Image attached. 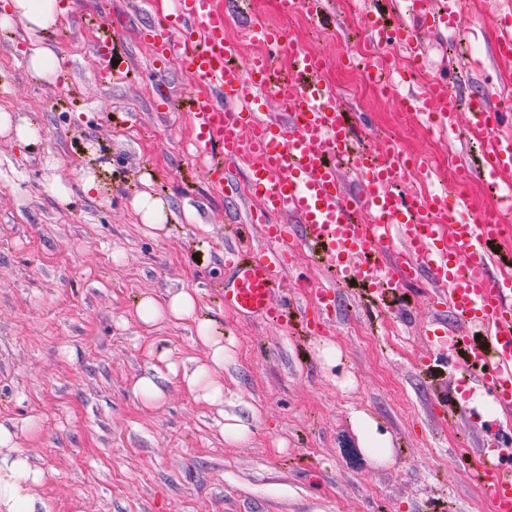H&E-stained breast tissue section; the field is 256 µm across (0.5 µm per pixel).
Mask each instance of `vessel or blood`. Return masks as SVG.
Masks as SVG:
<instances>
[{
	"mask_svg": "<svg viewBox=\"0 0 512 512\" xmlns=\"http://www.w3.org/2000/svg\"><path fill=\"white\" fill-rule=\"evenodd\" d=\"M413 18L430 28L460 30L463 0H406ZM226 17L212 0H178L171 20L147 30L145 38L165 61H178L183 71L206 86L194 97L190 124L197 156L207 158L205 174L215 196L224 194L225 162L248 166V185L261 205L249 209L244 223L231 227L232 246L224 251V304L244 318L281 323L291 301L280 288L288 271L289 252L308 247L342 279L359 281L376 300L403 287L419 273H428L456 318L466 327L458 334L437 325L440 353L452 358L463 353L489 396L502 408H512V280L492 273L495 225L477 221L467 209L448 210L445 197L423 201L393 191L395 174L408 165L399 151L381 156L363 152L354 170L361 193H347L336 161L355 147L347 113L340 109L335 90L321 77L323 60L308 51H294L290 80L276 85L268 73L287 37L263 22L249 28L266 47L261 59L238 66L237 41L224 35ZM366 32L381 46L411 49V30L390 28L380 12L368 11ZM448 80L430 82L412 95L417 111L434 112L437 126L453 123L448 109ZM270 97L281 108L278 120L258 112L259 98ZM467 109L477 122L497 126L503 112L482 97H472ZM512 166V139L493 140L484 156L483 174L496 181ZM447 212L455 229L454 242L443 239L430 214ZM366 216V223L353 219ZM264 230L255 243L254 229ZM495 430L477 469L490 493L494 512H512V444Z\"/></svg>",
	"mask_w": 512,
	"mask_h": 512,
	"instance_id": "b4317fda",
	"label": "vessel or blood"
}]
</instances>
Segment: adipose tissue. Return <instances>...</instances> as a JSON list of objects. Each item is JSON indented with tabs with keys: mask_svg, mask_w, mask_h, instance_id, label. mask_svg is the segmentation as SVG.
<instances>
[{
	"mask_svg": "<svg viewBox=\"0 0 512 512\" xmlns=\"http://www.w3.org/2000/svg\"><path fill=\"white\" fill-rule=\"evenodd\" d=\"M65 12L62 0H0V30L21 34L29 70L45 81L57 79L60 59L54 50L41 46L40 39L59 26ZM136 315L147 325L171 320L193 324L197 338L209 348L210 361L197 365L182 381L196 399L223 404L224 386L213 379L211 370L224 364V341L216 336L212 321L199 316L196 295L182 290L162 303L146 295L139 300ZM35 427L30 419L17 428L0 424V512H48L39 494L45 475L30 463L16 442L18 431Z\"/></svg>",
	"mask_w": 512,
	"mask_h": 512,
	"instance_id": "adipose-tissue-1",
	"label": "adipose tissue"
}]
</instances>
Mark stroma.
<instances>
[{"label":"stroma","instance_id":"obj_1","mask_svg":"<svg viewBox=\"0 0 512 512\" xmlns=\"http://www.w3.org/2000/svg\"><path fill=\"white\" fill-rule=\"evenodd\" d=\"M60 26L44 41L61 59L56 82L35 77L20 35H0V108L38 126L41 142L19 148L0 135V423L35 417L17 437L46 474L39 490L49 512H492L490 495L460 448L489 447L479 384L465 383L464 364L432 363L426 331L442 318L429 278L406 286L385 309L371 310L359 284L333 279L305 250L288 260L286 288L331 290L320 334L300 318L275 326L243 319L224 307V232L240 218L246 179L230 168L234 190L212 197L190 143L187 101L197 82L179 65L156 64L143 33L173 18L177 0H64ZM228 37L250 39L261 19L294 45L320 55L321 78L357 127V143L427 158L396 191L444 194L449 206L482 207L488 190L483 154L512 123L481 129L460 99L498 104L512 60L495 48V10L512 0H467L464 29L452 38L418 32L422 72L445 69L459 81L454 131L439 135L420 112L388 97L354 96L347 45L363 39L366 0H325L322 18L284 13L278 0H216ZM114 36L112 78H103L92 50L96 22ZM466 170L462 191L449 165ZM93 173L101 189L84 194ZM70 189L59 203L49 185ZM166 197L173 217L161 231L142 224L132 200ZM198 297L199 312L219 321L224 364L214 377L224 404L197 400L179 373L207 362L209 349L191 322H141L138 299L179 290ZM334 346L338 361L324 359ZM167 350L169 363L157 354ZM154 377L164 399L149 405L134 386ZM466 397L440 412L437 399ZM364 411L392 441L380 462L363 448L353 422ZM248 425V438L224 439L222 417Z\"/></svg>","mask_w":512,"mask_h":512}]
</instances>
